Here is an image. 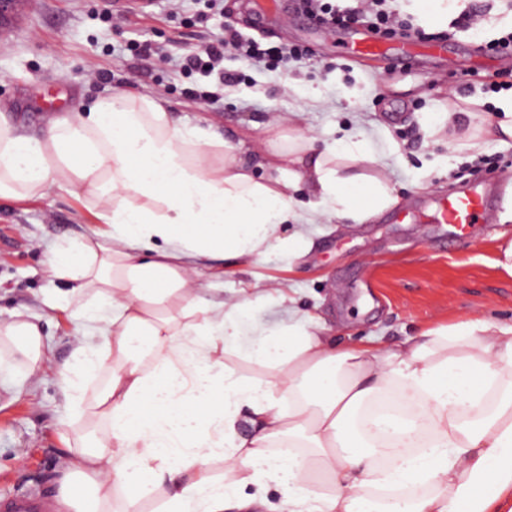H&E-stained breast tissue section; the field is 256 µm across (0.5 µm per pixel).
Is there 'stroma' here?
<instances>
[{
    "label": "stroma",
    "instance_id": "stroma-1",
    "mask_svg": "<svg viewBox=\"0 0 512 512\" xmlns=\"http://www.w3.org/2000/svg\"><path fill=\"white\" fill-rule=\"evenodd\" d=\"M261 43L295 44L308 59L271 67L228 51L218 75L181 70L189 53L225 30ZM507 28L491 14L477 30L458 31L448 53L461 65L452 72L428 60L410 70L383 59H359L335 40L311 31L308 21L282 22L274 6L256 0H40L19 6L0 40V111L29 134L48 122L47 104L63 92L64 110L121 91L162 94L171 112L192 127L214 128L232 141L264 138L270 114L284 118L288 133L318 142L351 134L364 143L366 161L350 171L385 176L397 201L358 224L324 221L286 224L288 247L277 246L243 264L216 263L205 276L212 295L228 297L256 279L285 286L299 316L318 318L342 343L380 336L391 344L420 330L491 316L512 320V277L497 267L512 243V140L485 134L500 120L493 88L512 85V59L476 56L479 43ZM150 40L172 46L174 59L146 65L132 44ZM105 70L109 80L95 79ZM218 93L216 104L193 100L188 89ZM479 106V130L445 126L433 131L435 114L449 92ZM491 178L500 186L495 207L474 225L467 242H452L445 224L404 219V212L447 195L450 185ZM98 208L79 189L53 190L26 202L0 200V318L21 312L40 317L50 338L52 366L37 381L0 374V499L17 493L42 497L56 512L62 437L91 426L90 416L71 417L59 393L55 364L69 359L77 326L67 312L50 310L57 294L44 258L59 243L75 242L98 224Z\"/></svg>",
    "mask_w": 512,
    "mask_h": 512
}]
</instances>
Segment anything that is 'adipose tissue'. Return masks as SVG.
Instances as JSON below:
<instances>
[{"label": "adipose tissue", "mask_w": 512, "mask_h": 512, "mask_svg": "<svg viewBox=\"0 0 512 512\" xmlns=\"http://www.w3.org/2000/svg\"><path fill=\"white\" fill-rule=\"evenodd\" d=\"M444 29L464 0H400ZM261 144L199 142L158 96L116 93L50 120L34 136L0 113V199L31 201L76 184L105 212L92 237L46 254L80 325L57 385L96 415L63 451L59 512H512V322L439 325L391 347H339L311 320L259 328L241 347L254 294H203L200 260L264 255L285 224L361 222L394 202L388 184L349 173L362 147H316L279 118ZM262 154L272 174H257ZM307 190L300 204L295 194ZM245 349L261 379L230 370ZM38 320H0V371L36 376L48 358ZM101 371L87 396L85 378ZM252 436L237 430L241 408ZM224 471L214 474V461ZM254 485L252 496H238Z\"/></svg>", "instance_id": "ef3b65f1"}]
</instances>
